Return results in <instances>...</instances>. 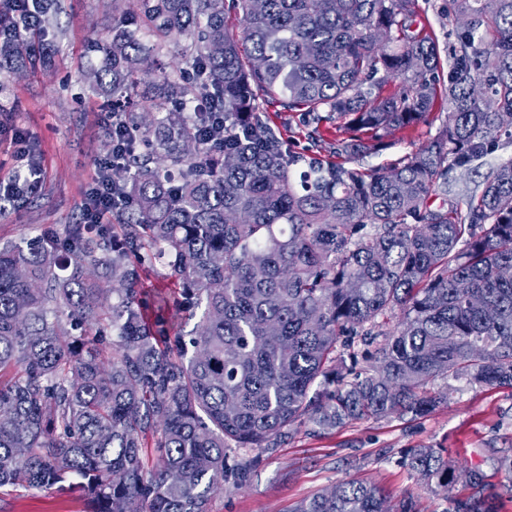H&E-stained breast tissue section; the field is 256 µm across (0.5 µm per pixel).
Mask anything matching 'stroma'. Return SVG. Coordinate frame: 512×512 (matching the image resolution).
Segmentation results:
<instances>
[{
    "instance_id": "35a3bbf8",
    "label": "stroma",
    "mask_w": 512,
    "mask_h": 512,
    "mask_svg": "<svg viewBox=\"0 0 512 512\" xmlns=\"http://www.w3.org/2000/svg\"><path fill=\"white\" fill-rule=\"evenodd\" d=\"M60 2L55 24L62 38L52 47L49 65L0 79V109L31 136L44 166L39 193L19 210L0 215V244L33 240L47 227L65 232L80 214L105 156L110 109L87 87L83 74L100 61L89 52L90 42L112 35V8L108 0ZM417 13V27L434 33L441 58H448V0H417ZM435 132L425 124L394 131L387 149L355 164L373 168L398 162ZM510 158L512 138L505 136L470 169L451 173L447 194L432 197V204L463 202L491 168ZM435 388L446 392L448 401L422 417L360 420L327 432L294 424L262 453L248 482L238 489L224 487L211 498L208 512H289L297 501L348 480L383 487L392 505L409 493L418 512H450L451 498L468 497L474 489L461 477L448 493L422 485L406 466L405 454L425 446L444 448L460 474L479 468L485 493L497 497L501 512H512V477L498 467L500 457L512 456V389L442 378ZM0 512H87V504L75 488H7L0 489Z\"/></svg>"
}]
</instances>
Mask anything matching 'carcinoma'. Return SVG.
I'll return each instance as SVG.
<instances>
[{"label": "carcinoma", "mask_w": 512, "mask_h": 512, "mask_svg": "<svg viewBox=\"0 0 512 512\" xmlns=\"http://www.w3.org/2000/svg\"><path fill=\"white\" fill-rule=\"evenodd\" d=\"M112 0V38L84 82L112 102L142 150L112 170L132 206L0 246V488L75 479L88 512H207L299 421L424 416L446 375L512 388V159L466 209L433 207L449 174L512 135V0H449L447 84L436 40L411 31L416 0ZM47 44L0 40L19 71ZM170 58L154 75L153 65ZM148 107H130L140 83ZM394 85L392 92L387 91ZM437 134L398 163L347 166L428 120ZM298 112L325 161L293 151L262 114ZM197 112L224 113V148ZM166 260L178 296L153 311L142 278ZM471 288L461 294L457 283ZM201 311L183 332L178 314ZM402 319L374 351L380 317ZM156 454L146 464V449ZM407 465L450 490L441 448ZM291 512L393 510L345 481ZM454 512H498L492 497Z\"/></svg>", "instance_id": "cac0c4a2"}]
</instances>
